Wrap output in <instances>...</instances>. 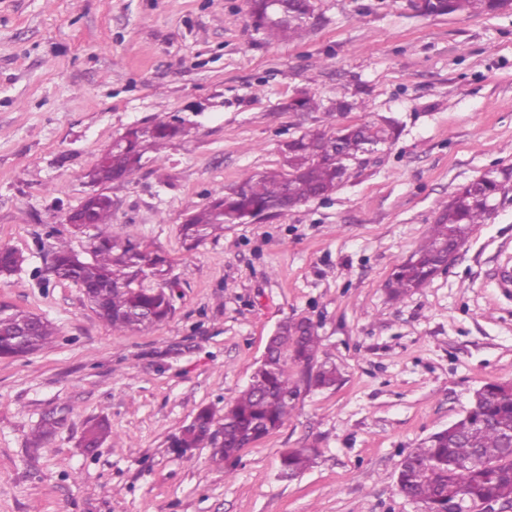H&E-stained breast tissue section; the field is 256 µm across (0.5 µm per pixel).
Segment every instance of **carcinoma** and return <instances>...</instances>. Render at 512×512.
Returning a JSON list of instances; mask_svg holds the SVG:
<instances>
[{
	"instance_id": "obj_1",
	"label": "carcinoma",
	"mask_w": 512,
	"mask_h": 512,
	"mask_svg": "<svg viewBox=\"0 0 512 512\" xmlns=\"http://www.w3.org/2000/svg\"><path fill=\"white\" fill-rule=\"evenodd\" d=\"M253 24L271 40L302 36L307 24L295 18L314 11L311 0H282L288 19H267L266 0H248ZM512 10V0H426V15ZM293 112H318L322 103L306 92L288 104ZM181 132L172 121L159 119L141 127L127 143L112 150L90 173L94 183L123 181L141 166L145 153L156 152ZM395 134L392 124L369 122L349 132L338 126L332 132H312L288 141V171H265L248 176L223 196L193 212L181 225V235L192 249L224 231L226 224H247L269 212L283 213L307 201L332 193L342 183L343 167L362 156L368 143L381 144ZM497 195L492 181L479 178L462 188L443 206L431 233L408 260L396 266L388 289L396 299L424 287L442 263L438 247L463 244L472 227L491 217L489 201ZM93 234L89 235L90 260H82L62 240L55 254L54 276L78 285L91 308L113 330L139 331L166 321L174 310L172 285L167 278L170 262L161 253L142 248L112 227V205L93 207ZM20 266L14 251L0 250V276L12 275ZM26 328L30 336L19 344L15 333ZM54 335L51 324L32 313L9 309L0 313V356H23L45 348ZM319 339L308 321L280 326L278 348L256 368L249 386L216 419L211 407L198 410L170 447L182 457L194 448L212 449L215 461L227 462L240 451L280 428L291 416L300 394V381L288 365L302 368L307 386L331 388L340 373L336 365L318 360ZM60 419L48 413L33 433L39 447L54 435ZM106 420L88 426L83 436L87 448H96L109 436ZM512 383H489L475 391L470 410L452 428L434 433L401 461L397 484L424 512H452L459 500H512ZM317 456L314 448H291L281 455L280 473L292 479Z\"/></svg>"
}]
</instances>
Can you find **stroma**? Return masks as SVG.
I'll return each instance as SVG.
<instances>
[{
  "label": "stroma",
  "instance_id": "stroma-1",
  "mask_svg": "<svg viewBox=\"0 0 512 512\" xmlns=\"http://www.w3.org/2000/svg\"><path fill=\"white\" fill-rule=\"evenodd\" d=\"M313 2L314 30L271 41L247 0H0V246L24 257L0 277V305L56 329L44 349L0 357V512H423L398 489L401 460L476 389L512 382V292L492 280L512 260V193L424 288H385L461 187L512 170V10ZM301 90L355 107L288 111ZM174 117L184 131L157 160L102 187L115 229L166 256L179 283L168 320L118 333L47 266L62 239L88 257L63 219L113 141ZM383 117L395 139L329 197L185 250L184 219L283 168L285 142ZM300 319L340 382L302 390L232 468L207 448L177 456L171 437L201 407L224 412L269 336ZM101 417L108 439L82 447ZM309 444L314 464L281 479V453Z\"/></svg>",
  "mask_w": 512,
  "mask_h": 512
}]
</instances>
